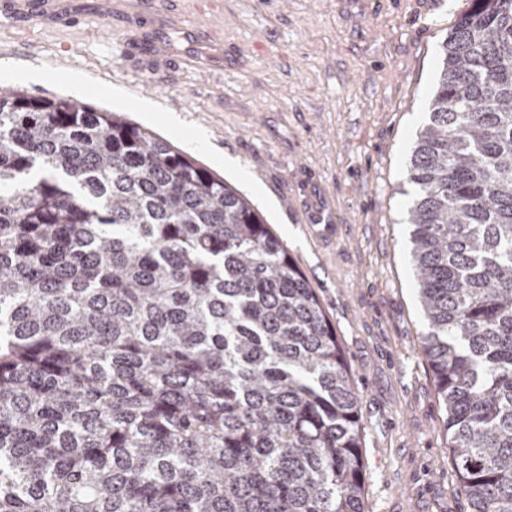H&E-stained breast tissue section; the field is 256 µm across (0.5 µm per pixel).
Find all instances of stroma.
Masks as SVG:
<instances>
[{
  "instance_id": "35a3bbf8",
  "label": "stroma",
  "mask_w": 512,
  "mask_h": 512,
  "mask_svg": "<svg viewBox=\"0 0 512 512\" xmlns=\"http://www.w3.org/2000/svg\"><path fill=\"white\" fill-rule=\"evenodd\" d=\"M221 2L59 0L58 15L0 28V87L125 114L249 197L352 367L364 512H470L420 349L406 176L468 0ZM320 207L337 238L310 234Z\"/></svg>"
}]
</instances>
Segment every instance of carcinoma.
I'll return each mask as SVG.
<instances>
[{
	"label": "carcinoma",
	"mask_w": 512,
	"mask_h": 512,
	"mask_svg": "<svg viewBox=\"0 0 512 512\" xmlns=\"http://www.w3.org/2000/svg\"><path fill=\"white\" fill-rule=\"evenodd\" d=\"M421 350L512 512V0H470L407 167ZM358 395L252 201L152 130L0 89V512H364Z\"/></svg>",
	"instance_id": "obj_1"
}]
</instances>
